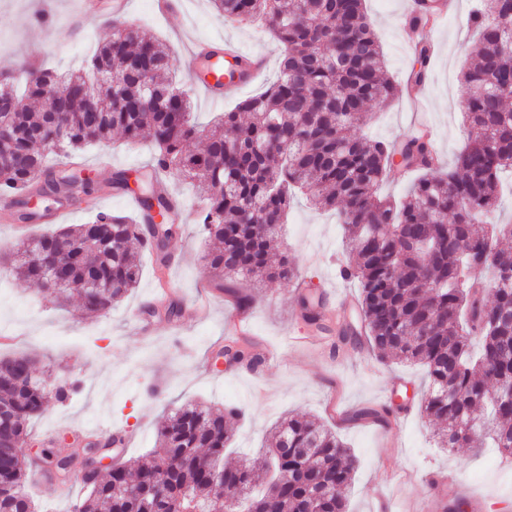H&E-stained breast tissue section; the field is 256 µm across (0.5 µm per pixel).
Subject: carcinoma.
<instances>
[{
  "label": "carcinoma",
  "mask_w": 512,
  "mask_h": 512,
  "mask_svg": "<svg viewBox=\"0 0 512 512\" xmlns=\"http://www.w3.org/2000/svg\"><path fill=\"white\" fill-rule=\"evenodd\" d=\"M229 22L263 19L284 54L277 79L210 127L197 124L189 99L174 86L170 54L154 37L112 24L111 38L67 76L29 65L0 74V190L35 188L48 155L78 158L118 132L129 143L156 146L153 173L193 182L204 200L198 224L213 241L205 260L214 287L240 307L253 297L224 281L298 276L288 258L270 264V243L300 192L314 206L341 204L352 261L345 279L358 282L359 313L376 360L397 358L426 368L421 411L445 425L443 448L473 443L512 449V396L496 384L512 381V224L479 234L494 218L500 174L512 170V0H481L471 22L479 48L462 72L468 143L450 163L431 165L432 147L410 138L398 148L351 133L366 124L369 104L397 92L364 0H210ZM111 72L116 89L97 74ZM67 87L51 111L37 108L53 89ZM126 105H107L112 93ZM429 173L397 201L379 189L394 164L412 160ZM137 187L117 171L116 189L140 198L138 220L96 211L71 224L23 239L8 262L17 280L46 299L75 295L87 314L106 315L135 288L139 251L150 248L167 266L165 248L178 229L170 201L149 176ZM90 180L73 170L54 184L89 194ZM495 284L487 302L481 281ZM225 348L247 368L258 360L248 345ZM28 356L0 357V512H36L26 490L33 463L21 444L29 425L54 402L80 393L78 378L47 390ZM239 410L186 404L161 422L157 446L131 463L112 460L107 474L84 479L76 512H221L224 494L244 512H347L344 489L356 458L323 424L290 415L271 432L266 455L288 483L268 478L256 460L224 467L232 443L228 420ZM165 461L163 479L156 478Z\"/></svg>",
  "instance_id": "carcinoma-1"
}]
</instances>
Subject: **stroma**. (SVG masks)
Here are the masks:
<instances>
[{
	"label": "stroma",
	"mask_w": 512,
	"mask_h": 512,
	"mask_svg": "<svg viewBox=\"0 0 512 512\" xmlns=\"http://www.w3.org/2000/svg\"><path fill=\"white\" fill-rule=\"evenodd\" d=\"M182 3L180 12L164 16L155 13L153 0H132L129 20L166 43L174 64L172 76L191 91L197 119L205 124L276 79L282 48L260 24L225 22L209 0ZM455 3V9L424 32L432 55L424 94L416 101L405 90L415 61L405 21L409 0H365L386 72L400 91L387 105L372 107L369 123L358 127V134L402 141L410 135L411 114L424 112L433 129V147L444 161H451L465 145L463 113L451 100L464 95L460 72L477 47L470 17L480 0ZM46 5L52 9L51 22L35 23V14ZM77 5L78 0H0V69L32 62L61 72L77 68L112 33V21L106 17L90 18L81 30L67 33L69 16ZM210 38L239 42L267 59L259 81L220 103L194 91L191 82L188 47ZM153 156L150 141L130 144L117 136L107 150L87 149L82 160L101 187L111 183L114 171H134L149 164ZM168 184L188 211L186 223L168 242V286L186 306L206 298V308L196 317L176 319L159 311L153 333H138L135 313L150 303L157 286L154 256L146 251L141 254L138 288L109 314L98 317L81 316L74 304L42 301L26 285L8 274L0 275V327L12 338L11 343H0V356L27 354L53 379L82 381L80 393L70 402L49 404L33 421L23 445L28 456L44 452L57 459L69 456L74 451L69 428L96 430L112 425L132 434L126 455L134 458L155 447L158 422L183 404L200 401L215 408L235 404L245 408L246 416L233 424L235 436L224 454L225 464H234L246 453L257 454L265 447L273 423L284 414L317 418L336 431L358 460L354 479L344 491L349 512H420L430 494L423 484L430 471L455 476L448 488L449 501L481 498L484 512L512 506V461L487 448H438V423L418 411L425 389L424 368L397 361L378 363L363 338L334 343L323 337L318 344H309L316 330L298 317L294 282L238 284L256 299L250 312L255 347L277 353L274 363L252 374L240 363L216 357L214 347L224 339L225 315L234 305L211 286L204 260L207 245L197 224L203 205L198 189L173 178ZM344 236L337 211L314 208L299 196L278 232L272 258L288 257L306 288L323 293L333 285L354 298L357 282L344 280L338 273L346 258ZM363 408H386L390 416L382 422L352 420V413ZM404 408L408 417L395 425L394 415ZM70 481L73 488L66 498L56 495L55 483L29 482L27 489L39 512H71L86 489L80 473H72Z\"/></svg>",
	"instance_id": "1"
}]
</instances>
